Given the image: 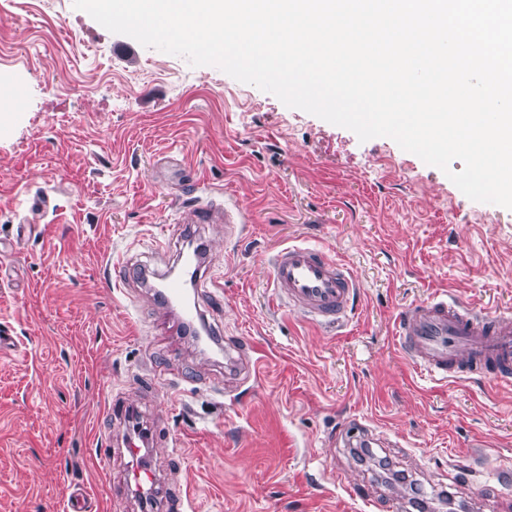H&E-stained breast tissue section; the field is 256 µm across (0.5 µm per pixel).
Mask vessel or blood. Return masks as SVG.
Masks as SVG:
<instances>
[{
    "label": "vessel or blood",
    "instance_id": "obj_1",
    "mask_svg": "<svg viewBox=\"0 0 512 512\" xmlns=\"http://www.w3.org/2000/svg\"><path fill=\"white\" fill-rule=\"evenodd\" d=\"M190 224L248 223L249 215L239 204L220 205L198 200L186 218ZM271 278L279 299L305 318L318 323H340L348 318L358 282L350 268L309 244H292L277 251ZM182 285L168 279L163 303L176 308L181 326L198 321L199 305L179 306ZM395 336L401 351L430 380L448 382L478 378L492 383L512 380V319L495 309L473 310L450 298L447 291L434 292L412 303L399 314ZM136 486L156 494L164 512H185L183 494L160 487L155 473L146 467L134 469Z\"/></svg>",
    "mask_w": 512,
    "mask_h": 512
}]
</instances>
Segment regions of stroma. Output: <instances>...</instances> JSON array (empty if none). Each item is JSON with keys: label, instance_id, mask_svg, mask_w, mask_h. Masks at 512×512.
<instances>
[{"label": "stroma", "instance_id": "1", "mask_svg": "<svg viewBox=\"0 0 512 512\" xmlns=\"http://www.w3.org/2000/svg\"><path fill=\"white\" fill-rule=\"evenodd\" d=\"M1 81L26 99L0 127V512H65L80 489L91 512H142L111 399L160 432L148 464L188 512H370L353 485L406 512L415 486L434 508L512 512V383L430 381L394 336L440 289L512 317V210L73 0H0ZM206 195L249 224L175 223ZM189 234L220 283L198 296L210 332L260 359L234 395L147 283L115 285L123 258L166 274ZM301 242L357 276L348 323L277 300L271 258ZM357 423L388 441L363 462L340 440Z\"/></svg>", "mask_w": 512, "mask_h": 512}]
</instances>
